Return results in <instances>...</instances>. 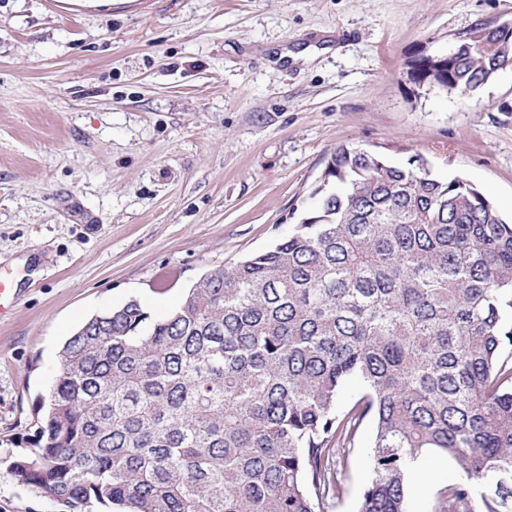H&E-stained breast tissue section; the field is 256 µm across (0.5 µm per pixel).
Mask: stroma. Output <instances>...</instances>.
Masks as SVG:
<instances>
[{
	"label": "stroma",
	"mask_w": 512,
	"mask_h": 512,
	"mask_svg": "<svg viewBox=\"0 0 512 512\" xmlns=\"http://www.w3.org/2000/svg\"><path fill=\"white\" fill-rule=\"evenodd\" d=\"M512 21V0H0V512H59L19 484L33 407L83 322L137 299L176 309L205 272L268 249L315 209L338 147L424 158L512 216V68L471 97L414 84L419 52ZM364 420L338 457L357 512ZM420 459L407 512L461 481Z\"/></svg>",
	"instance_id": "stroma-1"
}]
</instances>
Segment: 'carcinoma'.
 Listing matches in <instances>:
<instances>
[{
  "label": "carcinoma",
  "mask_w": 512,
  "mask_h": 512,
  "mask_svg": "<svg viewBox=\"0 0 512 512\" xmlns=\"http://www.w3.org/2000/svg\"><path fill=\"white\" fill-rule=\"evenodd\" d=\"M446 90L512 60V31L460 37ZM319 206L274 247L217 267L161 319L136 299L63 344L17 481L64 512H319L333 457L373 422L357 512H406L411 464L465 479L432 512H512V221L469 181L342 146ZM363 392L342 415L337 399Z\"/></svg>",
  "instance_id": "carcinoma-1"
}]
</instances>
